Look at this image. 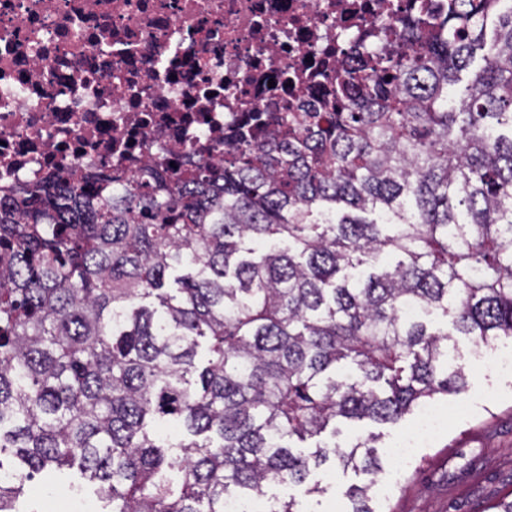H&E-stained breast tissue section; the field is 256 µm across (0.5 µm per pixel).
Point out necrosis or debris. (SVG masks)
I'll list each match as a JSON object with an SVG mask.
<instances>
[{
	"mask_svg": "<svg viewBox=\"0 0 512 512\" xmlns=\"http://www.w3.org/2000/svg\"><path fill=\"white\" fill-rule=\"evenodd\" d=\"M428 0H0V197L86 165L218 161L254 113L322 99L375 16Z\"/></svg>",
	"mask_w": 512,
	"mask_h": 512,
	"instance_id": "4bbe7bcc",
	"label": "necrosis or debris"
}]
</instances>
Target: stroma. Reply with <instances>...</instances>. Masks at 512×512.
<instances>
[{
  "mask_svg": "<svg viewBox=\"0 0 512 512\" xmlns=\"http://www.w3.org/2000/svg\"><path fill=\"white\" fill-rule=\"evenodd\" d=\"M459 346L470 369L467 390L449 396L461 408L433 437L419 439L420 414L397 424L363 421L341 427L339 442L377 434L382 470L376 475L342 471L330 465L311 477L321 491L306 495L304 487L276 488L278 498L295 497L303 512H348L350 486L372 483L382 512H490L512 493V372L480 357L468 340ZM416 440L411 459L392 453L404 438ZM19 512H105L96 485L75 470L43 473L28 481L17 504Z\"/></svg>",
  "mask_w": 512,
  "mask_h": 512,
  "instance_id": "obj_1",
  "label": "stroma"
}]
</instances>
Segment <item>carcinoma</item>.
<instances>
[{"instance_id": "cac0c4a2", "label": "carcinoma", "mask_w": 512, "mask_h": 512, "mask_svg": "<svg viewBox=\"0 0 512 512\" xmlns=\"http://www.w3.org/2000/svg\"><path fill=\"white\" fill-rule=\"evenodd\" d=\"M441 2L374 19L352 53L391 69L270 117L281 138L254 117L218 163L0 199V453L23 464L0 512L51 465H79L109 512L311 495L328 462L374 474L372 436L292 441L395 423L465 387L455 337H512V9ZM370 489L352 512H381Z\"/></svg>"}]
</instances>
